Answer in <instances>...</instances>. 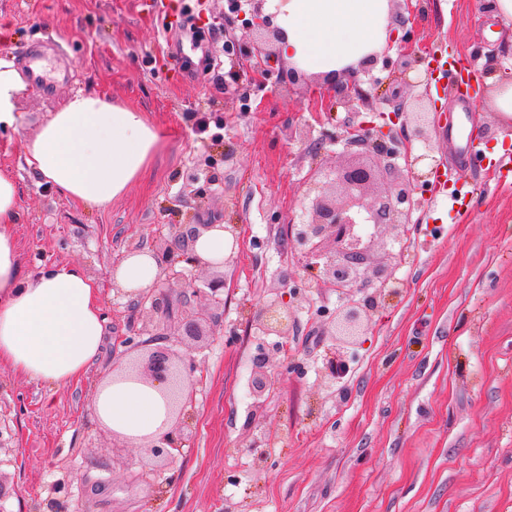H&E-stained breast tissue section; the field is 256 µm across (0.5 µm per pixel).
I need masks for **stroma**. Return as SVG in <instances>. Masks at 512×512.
Returning a JSON list of instances; mask_svg holds the SVG:
<instances>
[{
    "label": "stroma",
    "instance_id": "35a3bbf8",
    "mask_svg": "<svg viewBox=\"0 0 512 512\" xmlns=\"http://www.w3.org/2000/svg\"><path fill=\"white\" fill-rule=\"evenodd\" d=\"M231 2L202 0L201 23L223 26L209 70L182 67L189 47L170 0H0V53L21 61L41 43L46 69L67 71L48 89L29 86L18 131L0 133V169L19 189L22 267L78 263L102 283L106 317L103 351L80 383L51 388L0 367V512H512V188H496L488 168L512 143L490 99L494 81L512 80V21L488 0L393 8L397 38L358 78L366 102L334 107L324 90L284 84L286 60L253 77L255 51L241 39L251 5ZM468 49L472 124L498 133L458 182L457 204L416 186L408 224L378 231L395 263L343 390L330 394L318 372L331 345L326 315L343 297L302 266L295 228L308 217L310 176L348 162V128L418 103L443 117L431 147L413 142L415 172H428L429 149L455 168L448 119L459 99L446 87L452 54ZM407 50L426 64L397 66ZM78 92L142 112L162 134L145 170L101 211L41 185L23 160L25 140ZM187 223L236 227L224 321L201 346H180L197 365L192 420L173 465L143 476L140 449L113 443L93 405L128 356L124 339L153 319L111 272L133 252L164 249L170 225ZM273 293L298 322L258 410L249 319Z\"/></svg>",
    "mask_w": 512,
    "mask_h": 512
}]
</instances>
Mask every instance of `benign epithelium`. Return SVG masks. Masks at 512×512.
Here are the masks:
<instances>
[{"label":"benign epithelium","mask_w":512,"mask_h":512,"mask_svg":"<svg viewBox=\"0 0 512 512\" xmlns=\"http://www.w3.org/2000/svg\"><path fill=\"white\" fill-rule=\"evenodd\" d=\"M269 21H248L243 26L242 38L253 44L259 62H269L279 56L280 50L267 47L271 40H282L281 32L265 34ZM336 96L345 102L355 98L366 100L363 91L352 82L336 87ZM383 125L378 127L377 138L369 132L354 130L346 136L349 146L358 148L357 154L376 153L386 159L384 169L365 162L354 160L334 169L326 175L310 201V220L299 224L296 238L303 247V258L308 268L320 270L322 279L331 287L349 295V299L329 317L328 333L334 346L325 359L320 379L329 389H335L341 382L347 368V357L362 336L367 333L374 313L379 308L381 295L367 292V287L382 281L392 268L389 254L377 259L374 254V239L365 238L359 231L360 220L364 219L374 227L398 228L406 223L413 192L412 182L398 174L397 168L389 162L395 151L382 142L384 128L401 122L403 128L411 131L414 139L430 144L429 128L435 124L436 115L424 109L405 110L398 108L391 113H382ZM215 228L213 224H178L172 233L175 246L180 250V258L186 264H203L215 268L208 282V306L200 309L178 308L173 310L172 299L168 294L154 296L153 291L142 294L140 302L151 303L156 315H177L179 336L193 342H201L207 336L206 327L218 321V313L224 306V273L220 268L224 263L204 262L195 253L194 245L200 236ZM160 273L169 285L180 289L181 297L197 294L198 289L187 280L183 271L175 269L174 251L168 246L156 254ZM297 318L292 307L284 298L272 295L265 298L253 310L251 328L257 336H277L288 338L296 328ZM271 354L265 346L258 347L253 358L250 379V393L254 403L261 404L268 395L272 383L270 375ZM197 366L187 356L168 347L151 350L144 362L117 365L112 369V380H130L147 386L163 385L170 410V423L167 431L146 438L141 447L142 467L162 468L173 461L172 449L181 435L189 417L188 404L192 398L191 377Z\"/></svg>","instance_id":"1"}]
</instances>
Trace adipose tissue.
Segmentation results:
<instances>
[{
  "mask_svg": "<svg viewBox=\"0 0 512 512\" xmlns=\"http://www.w3.org/2000/svg\"><path fill=\"white\" fill-rule=\"evenodd\" d=\"M391 0H267L281 31L282 56L299 72L349 76L388 41ZM27 84L15 57L0 55V132L16 131ZM162 141L143 114L89 94L70 97L25 141L27 165L41 182L89 209H103L143 171ZM17 184L0 171V365L29 380L60 387L81 379L98 357L105 318L100 289L80 265L23 272L13 226ZM159 273L150 252L127 257L114 271L128 291H148ZM96 413L128 443L165 428L163 388L120 381L98 387Z\"/></svg>",
  "mask_w": 512,
  "mask_h": 512,
  "instance_id": "ef3b65f1",
  "label": "adipose tissue"
}]
</instances>
